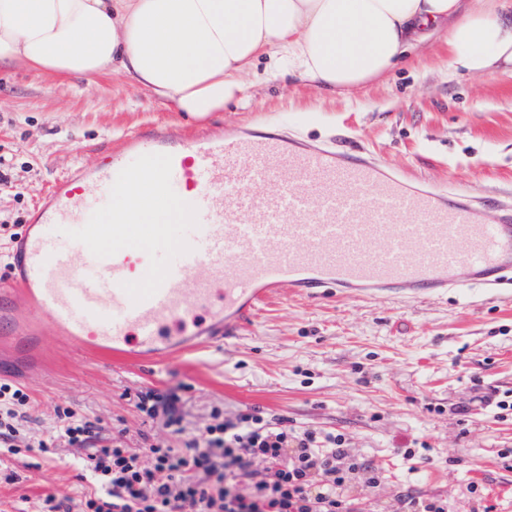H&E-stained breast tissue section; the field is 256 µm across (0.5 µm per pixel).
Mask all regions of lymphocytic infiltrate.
<instances>
[{
    "label": "lymphocytic infiltrate",
    "instance_id": "lymphocytic-infiltrate-1",
    "mask_svg": "<svg viewBox=\"0 0 512 512\" xmlns=\"http://www.w3.org/2000/svg\"><path fill=\"white\" fill-rule=\"evenodd\" d=\"M170 390L138 392L137 406L166 438L131 447L125 434L104 436L97 422L64 411L47 437L31 440L29 397L0 385V449L47 454L67 446L93 487L79 503L46 495L41 512H360L344 486H380L384 468L363 458L340 432L297 428L253 410L188 431Z\"/></svg>",
    "mask_w": 512,
    "mask_h": 512
}]
</instances>
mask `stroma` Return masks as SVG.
Masks as SVG:
<instances>
[{
  "instance_id": "1",
  "label": "stroma",
  "mask_w": 512,
  "mask_h": 512,
  "mask_svg": "<svg viewBox=\"0 0 512 512\" xmlns=\"http://www.w3.org/2000/svg\"><path fill=\"white\" fill-rule=\"evenodd\" d=\"M283 120L316 143L343 137L416 180L480 196L512 193V75L448 68L444 34L413 45L390 72L344 94L268 75L223 110L196 119L113 74L62 87L16 65L0 66V281L9 251L54 182L95 166L128 134L170 127L221 133ZM45 365L0 354V381L29 396L33 436L59 410L127 430L128 443L162 436L136 406L137 392L174 390L187 428L212 407L260 409L289 425L346 433L361 455L386 465L364 512H394L400 492L438 498L448 512H512V415L474 403L512 393V298L460 288L418 301L331 294L310 302L281 292L224 343L155 368L125 369L46 338ZM470 408L458 414L459 405ZM415 452L403 458L402 449ZM61 447L8 459L0 512H39L45 495L90 491Z\"/></svg>"
}]
</instances>
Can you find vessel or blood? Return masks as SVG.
I'll return each mask as SVG.
<instances>
[{
    "label": "vessel or blood",
    "mask_w": 512,
    "mask_h": 512,
    "mask_svg": "<svg viewBox=\"0 0 512 512\" xmlns=\"http://www.w3.org/2000/svg\"><path fill=\"white\" fill-rule=\"evenodd\" d=\"M178 205L184 224H136ZM0 340L114 364L208 349L281 289L421 299L512 292V198L414 181L287 131L132 135L55 183L17 240Z\"/></svg>",
    "instance_id": "vessel-or-blood-1"
}]
</instances>
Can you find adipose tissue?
I'll return each instance as SVG.
<instances>
[{
    "mask_svg": "<svg viewBox=\"0 0 512 512\" xmlns=\"http://www.w3.org/2000/svg\"><path fill=\"white\" fill-rule=\"evenodd\" d=\"M446 28L448 66L512 72V0H0V65L93 81L117 72L202 118L265 55L340 93Z\"/></svg>",
    "mask_w": 512,
    "mask_h": 512,
    "instance_id": "obj_1",
    "label": "adipose tissue"
}]
</instances>
